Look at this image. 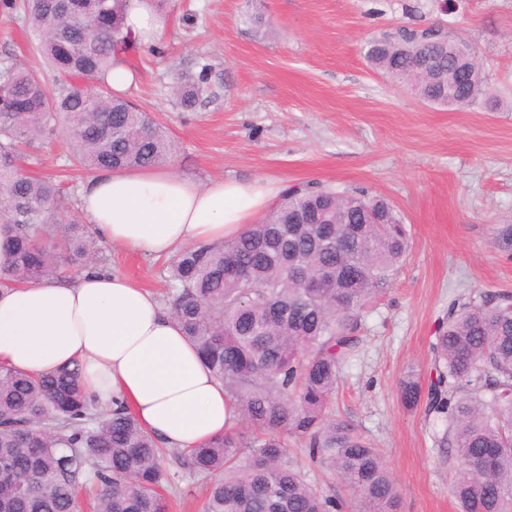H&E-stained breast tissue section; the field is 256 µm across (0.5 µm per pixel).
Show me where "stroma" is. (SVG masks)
Here are the masks:
<instances>
[{"label": "stroma", "mask_w": 512, "mask_h": 512, "mask_svg": "<svg viewBox=\"0 0 512 512\" xmlns=\"http://www.w3.org/2000/svg\"><path fill=\"white\" fill-rule=\"evenodd\" d=\"M158 0L168 26L140 53L126 98L168 127L169 170L205 183L263 178L279 188L317 182L389 199L409 248L386 294L361 320L334 409L381 451L399 512H460L456 460L441 457V426L404 407L399 382L428 375L430 345L451 302L512 295V0ZM441 25L475 49L491 103L440 107L372 71L364 46L397 28ZM37 40L0 0V68L38 66ZM210 68L195 109L176 75ZM64 133L29 150L28 172L63 181L56 212L79 211L86 172ZM107 271L166 302L169 261L105 246Z\"/></svg>", "instance_id": "obj_1"}]
</instances>
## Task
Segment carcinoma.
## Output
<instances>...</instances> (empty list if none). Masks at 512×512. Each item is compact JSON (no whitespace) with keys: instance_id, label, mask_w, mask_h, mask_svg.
Segmentation results:
<instances>
[{"instance_id":"1","label":"carcinoma","mask_w":512,"mask_h":512,"mask_svg":"<svg viewBox=\"0 0 512 512\" xmlns=\"http://www.w3.org/2000/svg\"><path fill=\"white\" fill-rule=\"evenodd\" d=\"M131 0H21L55 73L49 89L34 67L0 71V289L53 280L97 264L101 242L78 220L54 224L60 185L24 172L22 147L56 133L65 117L73 163L104 169L168 164L177 145L105 78L131 71L138 46L124 27ZM92 24L94 34L86 31ZM400 29L366 44L371 68L439 105L487 100L482 68L450 53L465 43ZM208 67L177 78L179 104L207 93ZM408 248L388 200L320 185L288 187L242 236L183 249L168 279L171 310L202 362L224 384L241 425L188 450H168L177 468L212 476L201 512H345L346 504L307 478L283 436L300 440L309 465L353 492L356 512H398L380 451L330 404L359 345L370 304L385 294ZM410 408L445 429L439 450L457 460L452 491L462 512H512V296L479 306L455 301L432 344L428 382L399 384ZM0 512H169L163 450L121 398L99 410L79 369L33 375L0 366Z\"/></svg>"}]
</instances>
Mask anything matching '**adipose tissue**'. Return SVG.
Returning a JSON list of instances; mask_svg holds the SVG:
<instances>
[{
    "mask_svg": "<svg viewBox=\"0 0 512 512\" xmlns=\"http://www.w3.org/2000/svg\"><path fill=\"white\" fill-rule=\"evenodd\" d=\"M124 23L142 46L155 48L166 19L156 0H132ZM276 194L260 180L201 183L161 169L103 171L83 187L79 208L100 242L169 257L236 238ZM0 365L33 374L79 366L99 406L125 399L168 448H192L235 422L223 384L154 293L94 267L71 281L0 290Z\"/></svg>",
    "mask_w": 512,
    "mask_h": 512,
    "instance_id": "ef3b65f1",
    "label": "adipose tissue"
}]
</instances>
